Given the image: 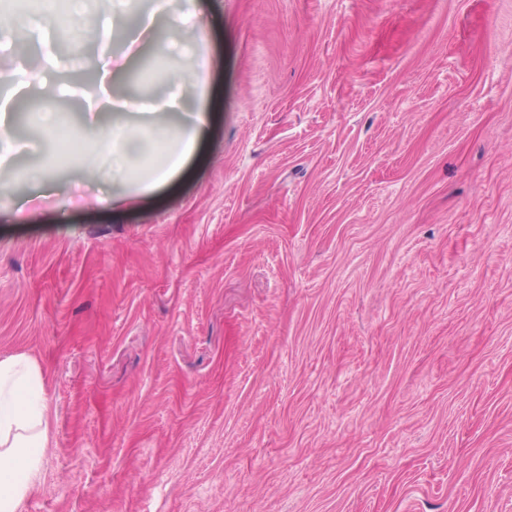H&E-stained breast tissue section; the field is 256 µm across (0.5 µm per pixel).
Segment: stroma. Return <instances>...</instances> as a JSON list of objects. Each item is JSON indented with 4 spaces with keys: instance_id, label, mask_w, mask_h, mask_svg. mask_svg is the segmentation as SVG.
<instances>
[{
    "instance_id": "1",
    "label": "stroma",
    "mask_w": 512,
    "mask_h": 512,
    "mask_svg": "<svg viewBox=\"0 0 512 512\" xmlns=\"http://www.w3.org/2000/svg\"><path fill=\"white\" fill-rule=\"evenodd\" d=\"M202 2L187 171L0 223L21 512H512V0ZM40 368L24 354L0 359V512H20L36 485L50 432Z\"/></svg>"
}]
</instances>
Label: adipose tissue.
I'll use <instances>...</instances> for the list:
<instances>
[{
  "mask_svg": "<svg viewBox=\"0 0 512 512\" xmlns=\"http://www.w3.org/2000/svg\"><path fill=\"white\" fill-rule=\"evenodd\" d=\"M87 0H7L0 27L27 29L44 21L66 34L82 31ZM104 71L123 76L141 44L155 46L156 67L142 84L166 82L165 94L129 95L116 85L112 109L73 125L68 115L48 108L28 113V146H40V164L23 170L29 194L0 204V216L20 224L37 222L44 204L61 210L97 205L121 210L168 183L207 139L218 106L209 93L212 57L197 0H108L97 27ZM52 53L34 68L0 71L13 91L56 100L70 88L49 75ZM83 151L80 176L56 178L58 156ZM50 409L40 368L27 356L0 359V512H21L36 485L48 443Z\"/></svg>",
  "mask_w": 512,
  "mask_h": 512,
  "instance_id": "1",
  "label": "adipose tissue"
}]
</instances>
